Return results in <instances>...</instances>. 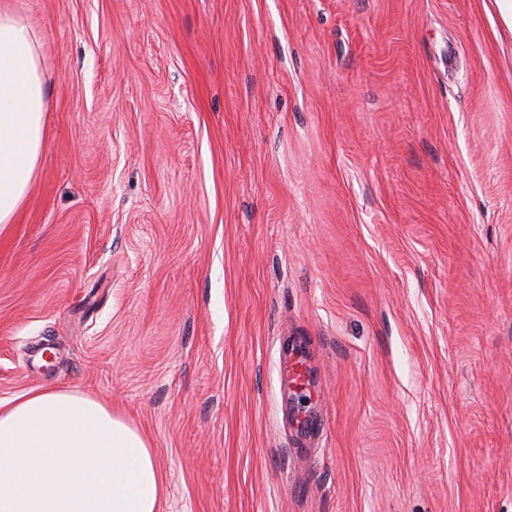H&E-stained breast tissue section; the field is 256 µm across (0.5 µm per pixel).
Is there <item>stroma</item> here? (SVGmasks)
Segmentation results:
<instances>
[{
  "label": "stroma",
  "instance_id": "35a3bbf8",
  "mask_svg": "<svg viewBox=\"0 0 512 512\" xmlns=\"http://www.w3.org/2000/svg\"><path fill=\"white\" fill-rule=\"evenodd\" d=\"M5 2L49 112L0 224V402H111L160 512H512L495 0Z\"/></svg>",
  "mask_w": 512,
  "mask_h": 512
}]
</instances>
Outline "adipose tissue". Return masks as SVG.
<instances>
[{
    "label": "adipose tissue",
    "mask_w": 512,
    "mask_h": 512,
    "mask_svg": "<svg viewBox=\"0 0 512 512\" xmlns=\"http://www.w3.org/2000/svg\"><path fill=\"white\" fill-rule=\"evenodd\" d=\"M36 32L0 5V224L12 223L46 145ZM149 439L106 401L47 388L0 403V512H159Z\"/></svg>",
    "instance_id": "ef3b65f1"
}]
</instances>
